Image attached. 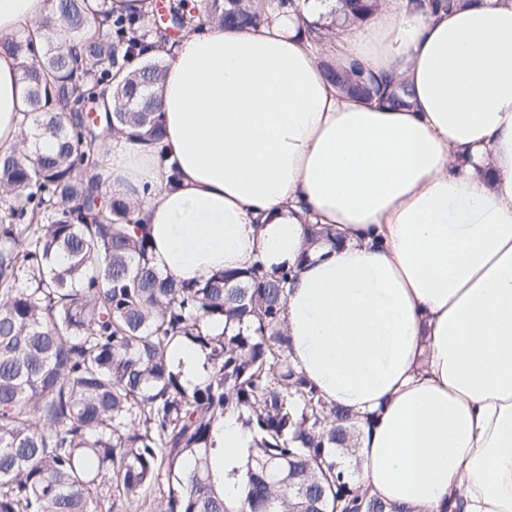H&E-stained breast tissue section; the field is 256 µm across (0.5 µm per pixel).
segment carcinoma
I'll list each match as a JSON object with an SVG mask.
<instances>
[{"mask_svg":"<svg viewBox=\"0 0 512 512\" xmlns=\"http://www.w3.org/2000/svg\"><path fill=\"white\" fill-rule=\"evenodd\" d=\"M294 2L179 0L167 27L203 14L254 28ZM342 2L355 20L378 7ZM150 37L167 38L154 17L108 0H55L26 38L0 37L23 64L30 134L0 155V512H102L105 499L112 512H402L337 466L355 424L289 360L292 271L256 263L178 281L154 266L135 203L100 191L103 133L164 136L162 58L127 68ZM326 76L364 99L409 97L402 84ZM42 138L53 153H38ZM179 346L205 355L202 381L184 380ZM227 416L254 435L242 466L218 445Z\"/></svg>","mask_w":512,"mask_h":512,"instance_id":"carcinoma-1","label":"carcinoma"}]
</instances>
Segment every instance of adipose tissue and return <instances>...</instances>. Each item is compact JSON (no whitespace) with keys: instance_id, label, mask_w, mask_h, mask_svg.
<instances>
[{"instance_id":"ef3b65f1","label":"adipose tissue","mask_w":512,"mask_h":512,"mask_svg":"<svg viewBox=\"0 0 512 512\" xmlns=\"http://www.w3.org/2000/svg\"><path fill=\"white\" fill-rule=\"evenodd\" d=\"M50 12L0 0V37ZM305 22L337 27L325 63ZM154 52L163 143L109 138L100 174L136 201L155 265L294 270L289 360L353 412L360 484L413 512H512V0H380L356 23L304 0ZM327 64L406 85L407 106L342 93ZM22 88L1 52L3 153L22 147Z\"/></svg>"}]
</instances>
